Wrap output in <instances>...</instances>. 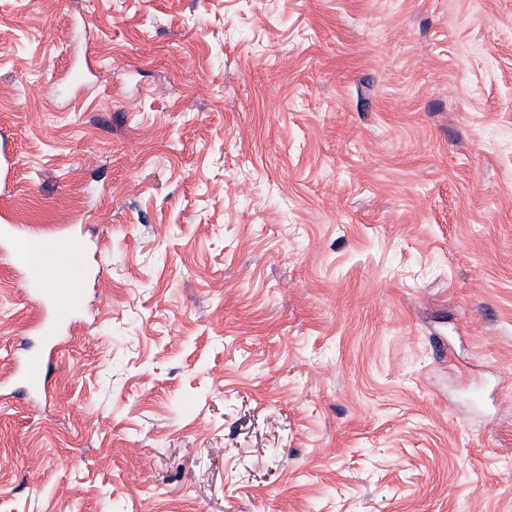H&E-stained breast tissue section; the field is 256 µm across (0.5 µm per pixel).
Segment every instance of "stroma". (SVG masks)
<instances>
[{"instance_id":"35a3bbf8","label":"stroma","mask_w":512,"mask_h":512,"mask_svg":"<svg viewBox=\"0 0 512 512\" xmlns=\"http://www.w3.org/2000/svg\"><path fill=\"white\" fill-rule=\"evenodd\" d=\"M1 134L0 512H512V0H0ZM0 223V239L11 244V258L16 267L27 273L45 263L44 253L34 246L26 227L19 224L13 213L2 211ZM67 283L69 288H77L79 283V270L76 255L68 261L52 266L45 273V286L56 288L60 284ZM53 312L44 319L37 320V328L48 336L47 345L39 354H29L21 359L16 367L17 377L33 395H43L47 391L48 373L54 365L59 348L73 334L76 322L71 315L66 299V291H59L52 296ZM1 379V387L14 383L15 378Z\"/></svg>"}]
</instances>
